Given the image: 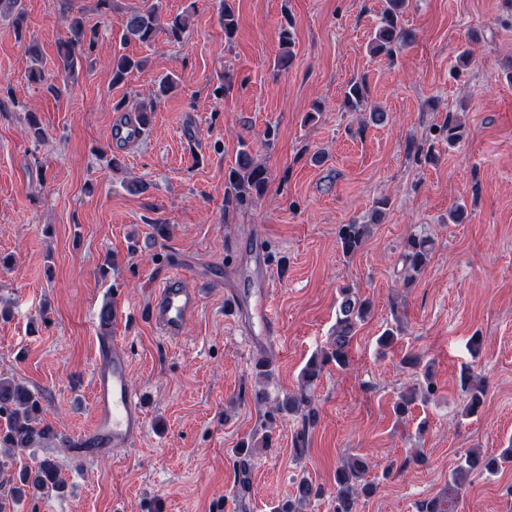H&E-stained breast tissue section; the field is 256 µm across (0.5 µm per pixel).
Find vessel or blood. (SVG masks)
Wrapping results in <instances>:
<instances>
[{"instance_id": "vessel-or-blood-1", "label": "vessel or blood", "mask_w": 512, "mask_h": 512, "mask_svg": "<svg viewBox=\"0 0 512 512\" xmlns=\"http://www.w3.org/2000/svg\"><path fill=\"white\" fill-rule=\"evenodd\" d=\"M140 136L132 120L122 118L112 126V140L117 145H128ZM201 298L200 289L186 287L182 275L167 276L150 293L148 316L153 328L164 338L178 339ZM90 411L92 426L78 442L92 458L133 447L146 427L142 400L130 379V358L120 337L99 339Z\"/></svg>"}]
</instances>
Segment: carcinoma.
<instances>
[{"label": "carcinoma", "mask_w": 512, "mask_h": 512, "mask_svg": "<svg viewBox=\"0 0 512 512\" xmlns=\"http://www.w3.org/2000/svg\"><path fill=\"white\" fill-rule=\"evenodd\" d=\"M407 0H385L381 12L379 26L371 42L370 50L375 53H391L393 50L413 39V34L403 28L401 16ZM220 23L224 27V37L233 39L238 30V16L229 0H220ZM186 27V15L169 14L163 9V0H145L142 9L129 13L122 30L121 42L128 44H150L160 34L168 39L178 41L182 38ZM96 31L87 26L83 14L77 13L69 17L67 30L61 40L59 49V66L64 74L71 76L81 66L85 54L95 44ZM279 39L283 51L277 60V68L288 69L293 63L294 32L292 21L281 27ZM143 61L125 53H115L111 61L112 82L119 84L131 71L140 70ZM369 87L366 79H354L348 82L344 90L343 107L349 113L365 111ZM433 137L427 142L411 141L407 146V154L418 163H436L439 160L436 143L444 141L453 146L463 140L466 134L465 125L458 114L448 113L444 123L432 129ZM271 174L268 167L256 162L253 150L246 141H241L233 166L228 169L225 177L224 213L228 214L243 206L255 202L268 190ZM369 225L355 221L342 224L337 230V242L346 256L357 253L365 245ZM432 249L431 240L421 234L410 235L404 243L401 255L403 286L411 285L426 268ZM341 300L336 311V330L329 337L326 347L308 360L299 375L296 391L287 394L263 413V428L295 414L300 416L301 427L295 435V446L305 444L309 430L316 423L318 410L315 406L314 389L325 368L334 365L345 369L350 365L348 348L355 331L369 316L371 304L360 298L350 285L339 289ZM116 319V311L111 303H105L99 312V329L104 334L111 333ZM460 386L466 393L465 404L461 414L471 417L478 413L483 404L484 387L477 383L470 370L460 374ZM437 387L430 373L425 368L423 383H414L404 391L395 403L394 411L400 416L409 413L416 401H428ZM43 413L41 396L26 386L10 379L0 377V448L12 451L15 448L37 447L45 441L57 438L55 428L40 420ZM271 447V436L264 433L236 452L233 468L235 473V499L243 503L251 490V474L253 449ZM512 464V444L501 450L496 457L483 458L479 454L468 451L461 458L460 464L452 472L448 480V489L444 493L423 501L419 512H449L448 499L462 497L471 477L493 474ZM372 467L371 461L364 457H356L344 462L336 468V492L331 500L332 512H357L359 500L370 495L374 487L366 479ZM33 494H47L63 487L57 463L44 458L34 469L21 468L17 475L10 479L9 498L18 502L25 495L24 488ZM320 488L305 477L296 481L295 498L282 504L276 512H303L307 502L319 497Z\"/></svg>", "instance_id": "1"}]
</instances>
